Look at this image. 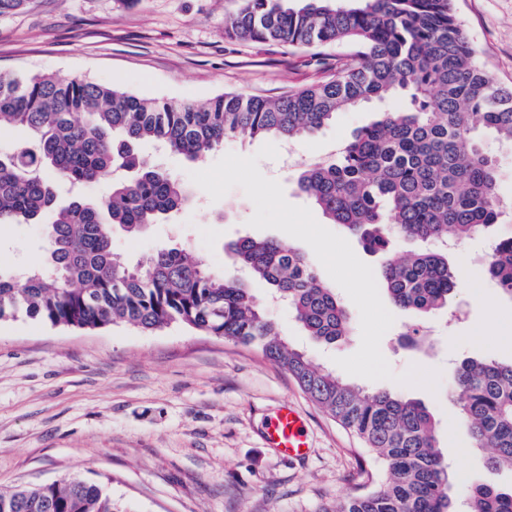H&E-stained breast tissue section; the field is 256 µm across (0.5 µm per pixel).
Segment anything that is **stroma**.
<instances>
[{"label": "stroma", "instance_id": "obj_1", "mask_svg": "<svg viewBox=\"0 0 512 512\" xmlns=\"http://www.w3.org/2000/svg\"><path fill=\"white\" fill-rule=\"evenodd\" d=\"M226 0H28L0 16V73L78 75L143 96L203 104L225 92L277 98L330 77L344 44L289 47L224 36ZM456 16L497 82L512 89V0H456ZM399 99L339 113L295 149L305 160L332 157L377 112ZM263 139L228 140L203 161L157 155L178 175L191 203L173 222L130 236L114 232L112 247L130 263L160 248L201 257L216 272L240 276L230 246L268 236L313 257L305 242L282 231L249 226L253 202L240 188L214 201L190 178L229 153L254 155ZM504 170L505 214L489 233L449 249L461 272L447 310L418 319L393 308L395 322L380 342L394 373L417 364L441 372L438 388L374 381L421 401L436 423L439 445L454 475L452 494L464 503L469 485L512 488V472L487 467L488 449L474 448L452 393V377L467 357L512 361V299L485 273L492 241L512 236V147L484 142ZM45 254L43 227L0 230V268L24 273ZM256 294L267 318L320 367L360 347V314L341 295L351 317L349 336L313 340L286 303ZM423 322L425 347L410 344L409 325ZM306 419L307 460L283 459L266 447L267 419L282 403ZM375 466L349 430L315 406L280 367L258 350L174 324L156 333L118 323L94 330L53 325L20 312L0 319V490L77 476L102 484L127 512H319L361 492Z\"/></svg>", "mask_w": 512, "mask_h": 512}]
</instances>
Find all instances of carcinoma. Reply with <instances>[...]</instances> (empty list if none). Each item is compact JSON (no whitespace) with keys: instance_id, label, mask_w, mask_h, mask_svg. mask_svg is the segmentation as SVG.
<instances>
[{"instance_id":"cac0c4a2","label":"carcinoma","mask_w":512,"mask_h":512,"mask_svg":"<svg viewBox=\"0 0 512 512\" xmlns=\"http://www.w3.org/2000/svg\"><path fill=\"white\" fill-rule=\"evenodd\" d=\"M224 35L290 46L346 43L332 77L276 99L226 92L204 106L147 98L77 76L0 75V126L32 140L0 151V224L44 216V260L23 285L0 270V318L18 309L53 325L97 328L125 322L147 332L182 323L252 346L354 433L380 465V483L320 512H455L452 473L432 417L419 401L371 390L317 367L293 348L245 282L197 256L160 249L133 266L112 248L120 227L138 235L176 217L189 201L180 178L139 152L151 141L198 161L228 138L302 140L336 114L398 97L403 107L361 128L335 159L306 165L301 193L322 214L386 255L377 276L391 302L419 315L448 306L460 279L448 239L462 244L502 216L499 159L487 138L512 144V90L498 85L464 33L453 0H231ZM110 179L106 195L81 190ZM421 247L390 255L394 236ZM232 253L270 294L288 302L307 335L334 343L349 317L334 288L300 253L274 238H244ZM512 298V236L486 265ZM452 388L474 448L487 465L512 471V362L464 358ZM0 512H126L104 488L68 477L0 492ZM467 512H512V491L473 484Z\"/></svg>"}]
</instances>
